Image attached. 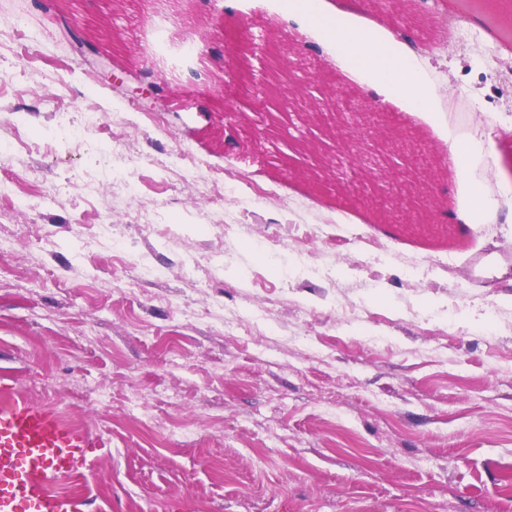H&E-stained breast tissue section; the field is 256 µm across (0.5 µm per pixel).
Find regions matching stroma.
Here are the masks:
<instances>
[{
	"mask_svg": "<svg viewBox=\"0 0 512 512\" xmlns=\"http://www.w3.org/2000/svg\"><path fill=\"white\" fill-rule=\"evenodd\" d=\"M418 6L433 31L375 8L344 22L415 51L430 109L386 108L390 138L469 152L463 171L406 164L436 224L487 207L455 243L288 174L315 162L295 151L301 115L252 93L263 20L338 87L332 113L380 81L347 80L289 0H0V380L101 440L65 485L87 512H512V53L488 34L512 20L489 0L453 26L452 0ZM106 19L121 87L64 32ZM148 42L151 108L130 92ZM229 105L247 131H225Z\"/></svg>",
	"mask_w": 512,
	"mask_h": 512,
	"instance_id": "1",
	"label": "stroma"
}]
</instances>
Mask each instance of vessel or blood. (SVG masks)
<instances>
[{"label":"vessel or blood","mask_w":512,"mask_h":512,"mask_svg":"<svg viewBox=\"0 0 512 512\" xmlns=\"http://www.w3.org/2000/svg\"><path fill=\"white\" fill-rule=\"evenodd\" d=\"M98 446L89 431L14 397L0 407V512H84L83 500L58 485L88 469Z\"/></svg>","instance_id":"b4317fda"}]
</instances>
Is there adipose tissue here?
Masks as SVG:
<instances>
[{"label":"adipose tissue","mask_w":512,"mask_h":512,"mask_svg":"<svg viewBox=\"0 0 512 512\" xmlns=\"http://www.w3.org/2000/svg\"><path fill=\"white\" fill-rule=\"evenodd\" d=\"M294 4L296 18L307 30L324 35L333 49L337 68L349 81H360L365 71H377L381 76L380 85L374 89L377 102L403 106L410 112L427 111L429 98L409 52H394L361 30L330 18L322 13L318 0H294Z\"/></svg>","instance_id":"ef3b65f1"}]
</instances>
